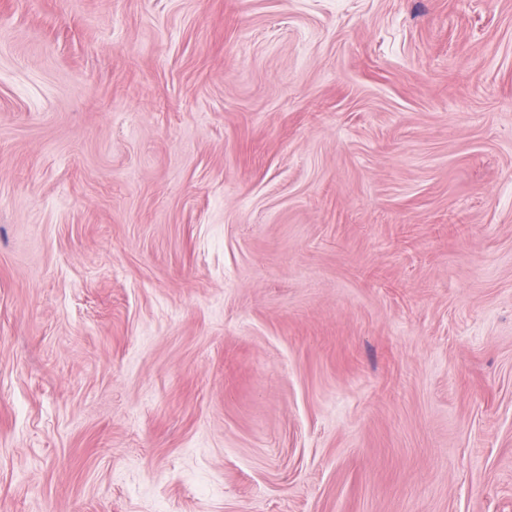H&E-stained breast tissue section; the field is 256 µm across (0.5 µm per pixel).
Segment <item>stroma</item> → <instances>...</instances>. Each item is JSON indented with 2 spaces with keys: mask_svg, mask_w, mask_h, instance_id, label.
<instances>
[{
  "mask_svg": "<svg viewBox=\"0 0 512 512\" xmlns=\"http://www.w3.org/2000/svg\"><path fill=\"white\" fill-rule=\"evenodd\" d=\"M0 512H512V0H0Z\"/></svg>",
  "mask_w": 512,
  "mask_h": 512,
  "instance_id": "1",
  "label": "stroma"
}]
</instances>
